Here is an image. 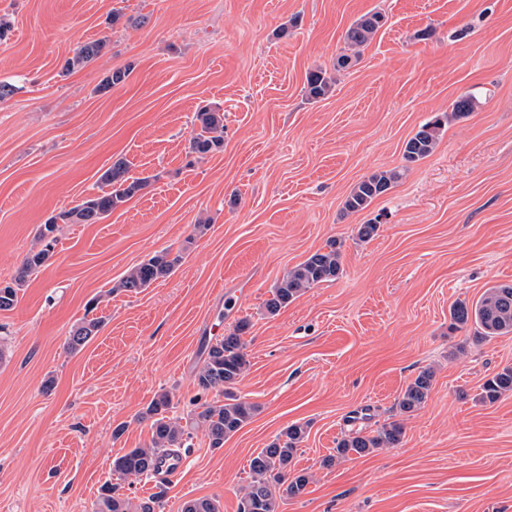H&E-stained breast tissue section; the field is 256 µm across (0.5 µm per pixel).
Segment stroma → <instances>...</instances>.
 Instances as JSON below:
<instances>
[{
  "label": "stroma",
  "mask_w": 512,
  "mask_h": 512,
  "mask_svg": "<svg viewBox=\"0 0 512 512\" xmlns=\"http://www.w3.org/2000/svg\"><path fill=\"white\" fill-rule=\"evenodd\" d=\"M369 12L386 24L308 99V72L332 71ZM1 18L0 81L16 91L0 101V283L112 161L151 182L98 223L61 225L49 264L0 311V512H92L113 460L149 444L140 415L156 393L182 420L216 400L195 377L242 319L249 366L233 391L253 418L220 448L194 430L178 480H135L132 501L181 512L216 497L238 512L253 454L300 423L293 467L310 483L283 512H512V394L478 399L512 365V334L475 344L448 329L457 302L512 282V0H0ZM94 39L101 56L63 73ZM116 69L125 82L98 92ZM464 94L472 112L405 164V142ZM205 105L224 114V147L199 158ZM400 166L368 209L345 211L357 182ZM332 239L342 276L269 315L274 286ZM166 248L181 257L170 277L120 290ZM90 312L99 333L69 352ZM427 368L426 403L400 414ZM393 421L397 447L329 463L351 431ZM433 372L420 371L399 395L396 406L401 414H412L423 407L432 387Z\"/></svg>",
  "instance_id": "1"
}]
</instances>
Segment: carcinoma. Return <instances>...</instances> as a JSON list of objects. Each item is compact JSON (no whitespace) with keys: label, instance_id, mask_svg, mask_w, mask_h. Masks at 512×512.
<instances>
[{"label":"carcinoma","instance_id":"cac0c4a2","mask_svg":"<svg viewBox=\"0 0 512 512\" xmlns=\"http://www.w3.org/2000/svg\"><path fill=\"white\" fill-rule=\"evenodd\" d=\"M384 21L379 12L367 13L356 19L348 28L345 40L348 52L336 57L334 69L346 70L358 57L360 49L373 39ZM106 47V41L96 39L81 44L74 55L67 59L62 73L89 65ZM331 87V78L323 70H313L307 76L305 92L313 100L326 96ZM472 110V98L460 96L452 104L451 112H444L423 123L406 142L403 159L408 163L418 162L431 155L439 142L442 130L452 118L468 115ZM198 132L190 141L191 153L203 157L224 146V113L216 108L204 106L196 113ZM405 168H393L372 173L356 183L345 200V209L357 213L367 209L379 196L388 192L404 175ZM128 163L124 158L112 162V166L101 175L102 187L95 196L81 204L49 217L39 225L36 237L43 242L41 249L30 252L18 269L13 282L0 285V310L11 309L17 301L18 292L27 279L38 272L51 259L57 232L61 224H95L112 214L148 185L150 178L130 179L126 177ZM342 244L330 240L325 248L309 255L303 262L288 271V274L271 291L266 300V311L275 315L298 299L306 290L324 282L339 279L343 274ZM180 255L161 251L133 267L122 279L120 287L138 293L156 281L174 273L180 263ZM450 329L460 331L472 325L481 338L512 334V283L493 285L487 288L473 304L459 302L450 312ZM102 320L93 317L84 319L70 333L66 346L72 353L80 351L99 331ZM249 321H238L235 328L206 349L203 365L196 375L199 391H215L224 400L203 403L201 411L194 414L189 423L168 416L172 405L169 392L155 394L148 404L144 416L152 419L151 440L147 448H130L112 462V471L121 480H137L151 473L157 455L170 448L184 445L191 431H205L212 448L224 446V440L252 418L256 406L231 392L244 374L248 360L243 334ZM433 372L420 371L399 395L396 406L402 414H412L423 407L432 387ZM512 393V366H505L488 378L481 389L479 400L494 403L503 395ZM307 425L294 423L277 436L267 447L256 453L249 463L251 482L244 493L239 512H279L283 497L296 498L305 493L310 476L292 469L298 445L304 439ZM404 434L401 423L393 421L380 428L363 433H352L336 444V458L350 455L367 456L379 448H394L400 444ZM118 483H104L94 503L93 512H158L159 497L153 496L133 504L120 493ZM182 512H221L219 500L197 498L184 503Z\"/></svg>","mask_w":512,"mask_h":512}]
</instances>
